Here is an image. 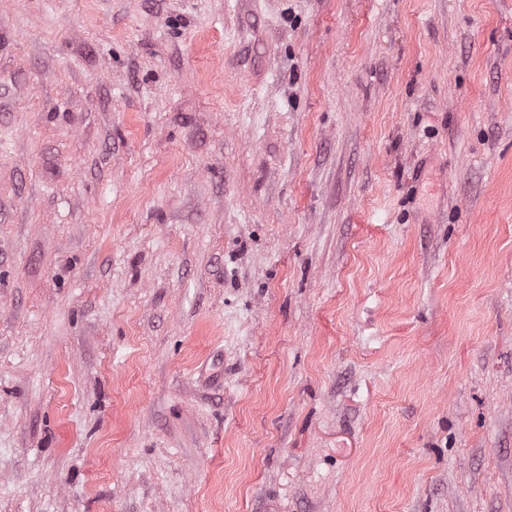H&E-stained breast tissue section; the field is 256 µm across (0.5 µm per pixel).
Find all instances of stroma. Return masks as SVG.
<instances>
[{
    "label": "stroma",
    "mask_w": 512,
    "mask_h": 512,
    "mask_svg": "<svg viewBox=\"0 0 512 512\" xmlns=\"http://www.w3.org/2000/svg\"><path fill=\"white\" fill-rule=\"evenodd\" d=\"M0 512H512V0H0Z\"/></svg>",
    "instance_id": "obj_1"
}]
</instances>
